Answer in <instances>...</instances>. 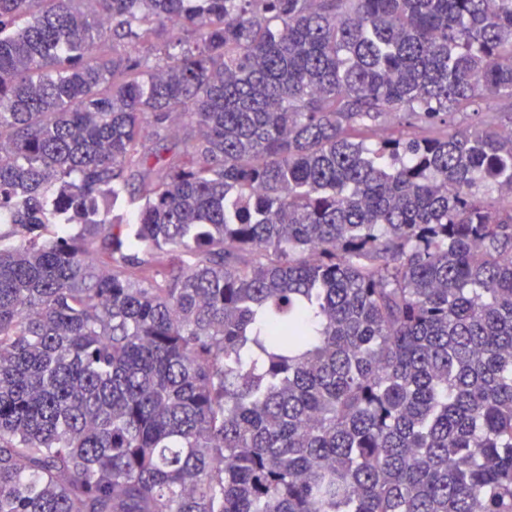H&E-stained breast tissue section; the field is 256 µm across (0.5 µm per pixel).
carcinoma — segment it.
Returning <instances> with one entry per match:
<instances>
[{
  "label": "carcinoma",
  "instance_id": "1",
  "mask_svg": "<svg viewBox=\"0 0 512 512\" xmlns=\"http://www.w3.org/2000/svg\"><path fill=\"white\" fill-rule=\"evenodd\" d=\"M490 98L512 0H0V512H512Z\"/></svg>",
  "mask_w": 512,
  "mask_h": 512
}]
</instances>
